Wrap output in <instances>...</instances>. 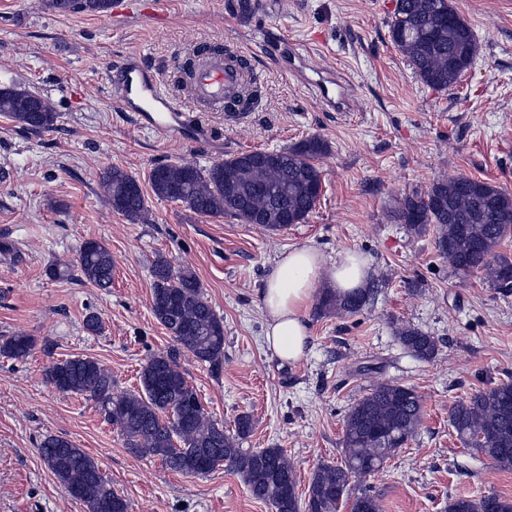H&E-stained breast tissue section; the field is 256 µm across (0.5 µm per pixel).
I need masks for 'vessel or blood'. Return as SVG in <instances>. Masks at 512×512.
Listing matches in <instances>:
<instances>
[{
    "instance_id": "vessel-or-blood-1",
    "label": "vessel or blood",
    "mask_w": 512,
    "mask_h": 512,
    "mask_svg": "<svg viewBox=\"0 0 512 512\" xmlns=\"http://www.w3.org/2000/svg\"><path fill=\"white\" fill-rule=\"evenodd\" d=\"M117 76L112 96L134 123L169 136H194L203 140L210 136L208 126L196 122L183 106L162 91L158 71L140 54H126L115 68ZM244 76L241 59L221 54L206 57L191 78V100L213 110H224Z\"/></svg>"
}]
</instances>
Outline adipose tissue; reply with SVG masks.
Wrapping results in <instances>:
<instances>
[{
    "instance_id": "ef3b65f1",
    "label": "adipose tissue",
    "mask_w": 512,
    "mask_h": 512,
    "mask_svg": "<svg viewBox=\"0 0 512 512\" xmlns=\"http://www.w3.org/2000/svg\"><path fill=\"white\" fill-rule=\"evenodd\" d=\"M369 276L368 258L356 251L332 263L310 245L282 251L267 270L260 292L266 349L284 361L300 360L309 342L306 311L318 284L328 281L336 294L347 295L363 288Z\"/></svg>"
}]
</instances>
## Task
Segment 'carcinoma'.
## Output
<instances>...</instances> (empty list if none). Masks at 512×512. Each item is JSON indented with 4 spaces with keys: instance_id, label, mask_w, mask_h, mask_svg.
I'll list each match as a JSON object with an SVG mask.
<instances>
[{
    "instance_id": "1",
    "label": "carcinoma",
    "mask_w": 512,
    "mask_h": 512,
    "mask_svg": "<svg viewBox=\"0 0 512 512\" xmlns=\"http://www.w3.org/2000/svg\"><path fill=\"white\" fill-rule=\"evenodd\" d=\"M72 2L46 0V7L62 15H94L108 12L112 5V0H82V8L76 9ZM390 32L416 75L434 89L458 83L476 56L473 31L449 0H397ZM257 92V77L245 75L238 98L248 105ZM0 115L34 132L54 129L58 119L48 99L14 84L0 88ZM326 152L322 139L309 137L286 149L241 153L208 167L157 165L149 184L157 198L179 202L196 214L230 216L276 232L302 223L316 207L322 187L316 161ZM100 184L114 211L132 221H147L145 194L134 176L108 166L100 172ZM392 219L416 236L434 228L437 251L456 273L482 271L496 287L512 290L507 283L512 261L504 256L495 264L490 261L512 235V193L469 177L438 179L427 192L402 197ZM74 266L95 286H112V254L104 244L86 241ZM152 276L155 319L181 349L200 362L220 365L224 321L204 297L197 275L159 258ZM372 294L371 289L345 296L325 291L318 310L356 314ZM396 335L417 359L430 360L438 352L436 339L410 324L398 327ZM33 347L31 337L18 334L1 344L0 352L23 359ZM47 379L61 392L94 400L104 419L124 435L130 453L157 457L168 469L186 475H205L223 467L239 475L251 495L275 512H338L340 502L349 498L352 479L380 470L414 436L423 414L422 399L413 388L388 382L373 385L346 412L342 461L319 464L301 498L295 469L283 449L242 447L253 429L247 414L237 418L235 433H226L179 370L175 349L147 359L138 394L113 395L112 374L90 357L53 364ZM449 422L469 451L498 469L512 470L511 379L455 403ZM39 454L64 492L87 489V512H128L126 500L104 479L98 464L69 439L49 436L41 442ZM491 498L498 502L497 512H512V499L497 495L455 498L448 502V512H488ZM351 512H380V505L362 493L352 502Z\"/></svg>"
}]
</instances>
